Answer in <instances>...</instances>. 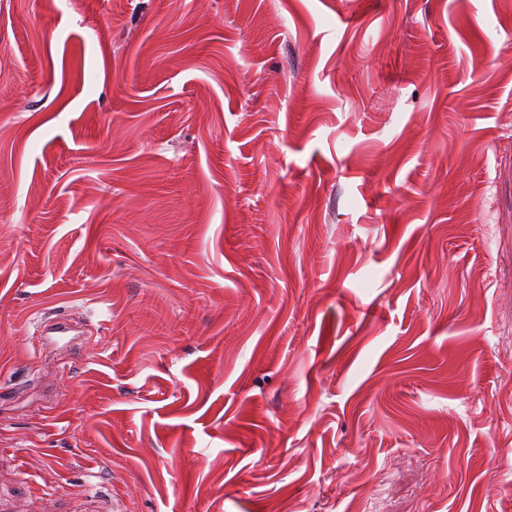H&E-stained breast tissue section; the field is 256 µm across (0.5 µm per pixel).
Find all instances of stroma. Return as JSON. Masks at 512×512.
Instances as JSON below:
<instances>
[{"mask_svg": "<svg viewBox=\"0 0 512 512\" xmlns=\"http://www.w3.org/2000/svg\"><path fill=\"white\" fill-rule=\"evenodd\" d=\"M508 498L512 0H0L5 512Z\"/></svg>", "mask_w": 512, "mask_h": 512, "instance_id": "35a3bbf8", "label": "stroma"}]
</instances>
